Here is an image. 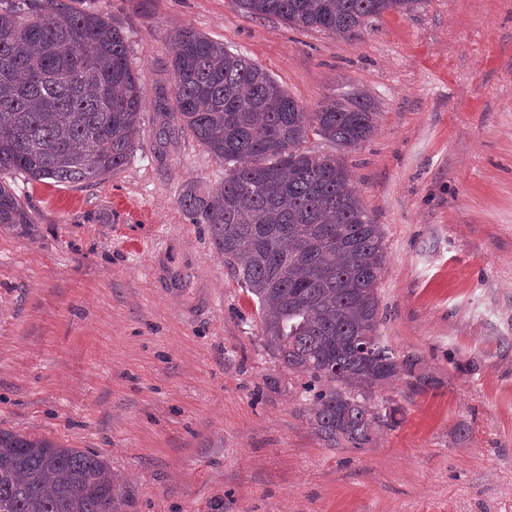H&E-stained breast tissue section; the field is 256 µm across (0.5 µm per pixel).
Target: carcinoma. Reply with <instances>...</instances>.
I'll return each instance as SVG.
<instances>
[{
  "instance_id": "obj_1",
  "label": "carcinoma",
  "mask_w": 512,
  "mask_h": 512,
  "mask_svg": "<svg viewBox=\"0 0 512 512\" xmlns=\"http://www.w3.org/2000/svg\"><path fill=\"white\" fill-rule=\"evenodd\" d=\"M255 18L351 37L387 11L422 0H233ZM174 102L159 99L209 154L224 184L188 183L178 198L210 225L233 276L257 305L267 349L310 378V414L328 448H362L396 423L367 393L413 373L377 334L384 233L336 157L301 149L309 135L343 150L369 139L377 112L363 94L309 110L261 65L183 27L169 35ZM145 94L126 37L75 0H0V174L96 182L135 151ZM34 218L0 181V224ZM120 487L106 461L47 438L0 429V512H114Z\"/></svg>"
}]
</instances>
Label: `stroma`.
Instances as JSON below:
<instances>
[{
    "label": "stroma",
    "instance_id": "1",
    "mask_svg": "<svg viewBox=\"0 0 512 512\" xmlns=\"http://www.w3.org/2000/svg\"><path fill=\"white\" fill-rule=\"evenodd\" d=\"M144 82L137 149L103 182L7 180L0 429L95 452L121 512H512V0H423L336 39L232 0H83ZM190 27L308 109L362 92L377 129L344 154L385 236L377 333L431 379L373 389L394 427L328 448L208 225L178 204L224 164L172 116L167 34ZM34 218L27 207L16 197L11 188L0 181V224H30Z\"/></svg>",
    "mask_w": 512,
    "mask_h": 512
}]
</instances>
